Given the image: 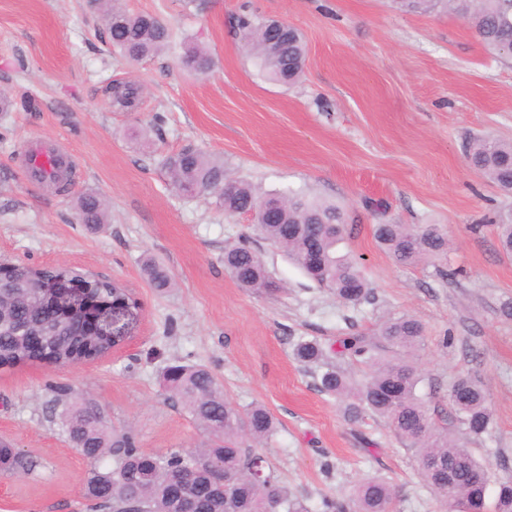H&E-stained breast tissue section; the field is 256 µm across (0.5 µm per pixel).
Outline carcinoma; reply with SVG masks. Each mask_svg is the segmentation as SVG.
<instances>
[{"mask_svg": "<svg viewBox=\"0 0 512 512\" xmlns=\"http://www.w3.org/2000/svg\"><path fill=\"white\" fill-rule=\"evenodd\" d=\"M408 10L431 12L446 9L465 19L485 49L497 57H512V0H397ZM110 45L125 59L139 62L172 42L170 29L149 14H131L118 0H87ZM242 44L249 48L260 69L275 82L291 84L302 72L306 46L293 28L283 35L275 21L242 13L235 19ZM185 68L199 73L212 70L209 52L193 46L182 57ZM116 102L134 105L138 91L131 85H112ZM470 167L506 193H512V142L477 137L468 146ZM163 167L172 183L185 196L214 195L224 212L253 215L257 235L285 250L288 258L319 286L331 290L346 304L357 306L369 298L370 287L358 264L339 251L346 233L343 209L297 191L275 193L280 215L261 209L265 197L251 185L226 175L224 158L205 154L187 145L166 156ZM75 210L81 224L107 223V206L93 191L80 194ZM375 239L395 262L412 265L426 258H439L448 251V240L430 226L379 224ZM224 267L243 288L268 291L275 287L257 250L243 244L224 251ZM144 274L157 291L174 286L170 271L147 259ZM85 275L107 295L136 302L126 287L92 272L72 267L36 268L14 265L15 288L0 299V367L12 368L31 362L25 355L29 331L45 326L47 350L65 365L71 355L88 345L74 324L54 325L53 315L41 305L37 282L43 277ZM423 340V326L401 315L379 324L371 335L350 336L341 341L343 352L359 367L356 382L339 365L324 361L321 345L299 339L296 358L322 369L320 391L336 397L350 421L366 414L376 416L395 438L415 452L418 470L448 512L485 509L491 483H499L495 512H512V481L498 482L496 473L479 462L468 444L492 430L493 419L478 380L460 376L452 384L448 401L451 427L438 425L429 413L428 395L418 391L421 374L410 356ZM163 388L207 434V441L194 450L170 449L154 455L155 465L146 468L144 452L136 446L130 430L112 427L99 402L74 393L68 385L51 388L53 407L60 409L63 434L71 448L90 464L83 482V497L109 510L122 512L129 499L142 501L148 512H306L280 485L275 472L253 478L257 454L253 448L276 431V420L263 405L242 409L224 397L221 382L206 366L175 363L163 374ZM40 463L14 446H0V473H32ZM224 467V484L214 478V469ZM396 492L378 476L363 478L344 500H323L324 512H394Z\"/></svg>", "mask_w": 512, "mask_h": 512, "instance_id": "carcinoma-1", "label": "carcinoma"}]
</instances>
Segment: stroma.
Masks as SVG:
<instances>
[{
  "instance_id": "1",
  "label": "stroma",
  "mask_w": 512,
  "mask_h": 512,
  "mask_svg": "<svg viewBox=\"0 0 512 512\" xmlns=\"http://www.w3.org/2000/svg\"><path fill=\"white\" fill-rule=\"evenodd\" d=\"M174 32V43L131 63L112 51L85 0H0V90L16 105L0 114V259L66 265L115 279L141 307L122 320L126 343L111 357L50 369L0 368V437L39 461L33 475L0 479V512H97L80 495L89 465L67 443L50 388L90 394L139 448H191L205 433L161 385L173 361L216 374L239 407L265 405L277 422L260 453L308 512L345 499L378 475L395 488V512H445L415 456L372 416L347 421L318 390L317 368L293 356L299 337L335 357L344 336L389 316L424 326L417 362L438 424L448 390L480 379L494 428L471 443L477 459L512 479V257L498 241L512 194L466 162L472 136L512 141V59L490 56L454 13L410 12L394 0H121ZM287 21L303 35L300 79H267L234 28L242 11ZM209 50L206 74L186 69L187 45ZM111 81L141 90L136 107L113 104ZM223 157L231 175L261 195L296 190L345 209V248L369 283L353 307L319 287L265 240L254 247L276 292L240 287L225 248L252 233L248 214L215 197H184L162 166L186 145ZM61 154L67 192L33 179L31 148ZM94 190L109 220L79 223L74 202ZM378 224H433L446 257L400 266L375 238ZM175 276L161 294L141 264Z\"/></svg>"
}]
</instances>
